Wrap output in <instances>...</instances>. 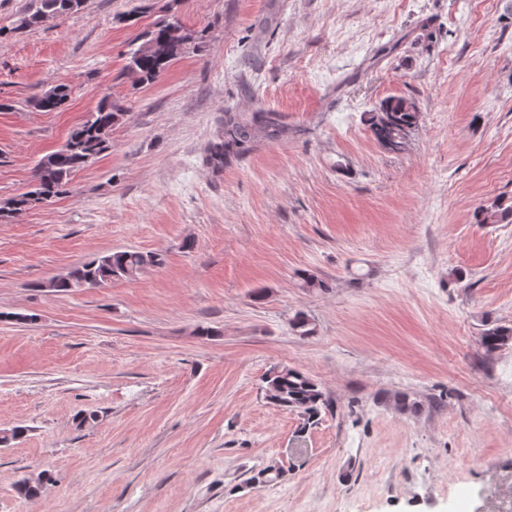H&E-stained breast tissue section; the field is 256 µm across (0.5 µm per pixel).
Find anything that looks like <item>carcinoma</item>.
<instances>
[{
    "label": "carcinoma",
    "instance_id": "obj_1",
    "mask_svg": "<svg viewBox=\"0 0 512 512\" xmlns=\"http://www.w3.org/2000/svg\"><path fill=\"white\" fill-rule=\"evenodd\" d=\"M39 6L18 18L15 29L23 30L40 25L45 19L75 13L84 0H38ZM198 39L195 31L178 20H163L139 33L131 41L125 70L136 82L152 84L172 64L185 54ZM68 98V89L58 86L33 100V106L43 112H55ZM125 117L122 107L111 96H103L83 122L72 129L66 150L51 152L42 157L35 167L33 183L28 190L0 202V220L9 221L35 206L37 202L52 201L69 193L73 176L90 166L112 147V128ZM362 122L375 140L385 146L398 138L400 132L412 130L418 122V109L404 97H390L379 110L362 114ZM269 138L279 135L274 118L263 112L251 114L224 113V134L212 141L206 152V161L216 169L224 168L231 156H241L249 150L258 133ZM478 224H500L512 221V204L502 203L480 207L474 214ZM164 261L157 252L142 253L115 250L71 268L66 274L39 284L52 292H69L74 288H100L114 279H134L151 266ZM300 336H309L314 328L306 313L299 311L289 322ZM512 343V328L497 326L485 330L481 346L487 354ZM265 399L278 407L297 411L303 418V427L316 423L326 400L321 386L307 374L288 366H274L262 379Z\"/></svg>",
    "mask_w": 512,
    "mask_h": 512
}]
</instances>
